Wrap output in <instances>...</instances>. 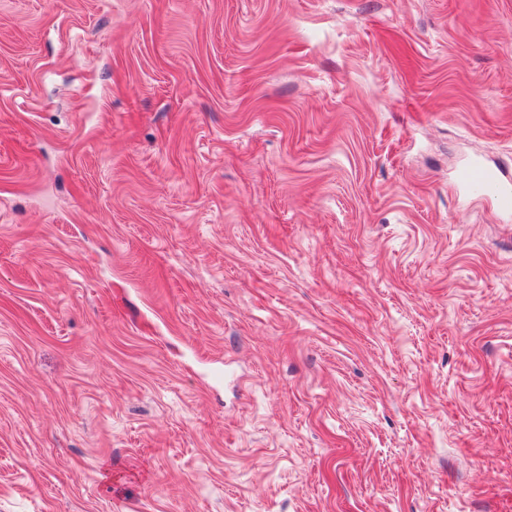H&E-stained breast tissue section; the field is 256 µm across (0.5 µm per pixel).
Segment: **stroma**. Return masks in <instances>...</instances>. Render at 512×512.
<instances>
[{
  "label": "stroma",
  "mask_w": 512,
  "mask_h": 512,
  "mask_svg": "<svg viewBox=\"0 0 512 512\" xmlns=\"http://www.w3.org/2000/svg\"><path fill=\"white\" fill-rule=\"evenodd\" d=\"M512 0H0V512H512ZM462 185L469 194L493 201L502 215H512V187L499 170L474 161L465 169Z\"/></svg>",
  "instance_id": "obj_1"
}]
</instances>
